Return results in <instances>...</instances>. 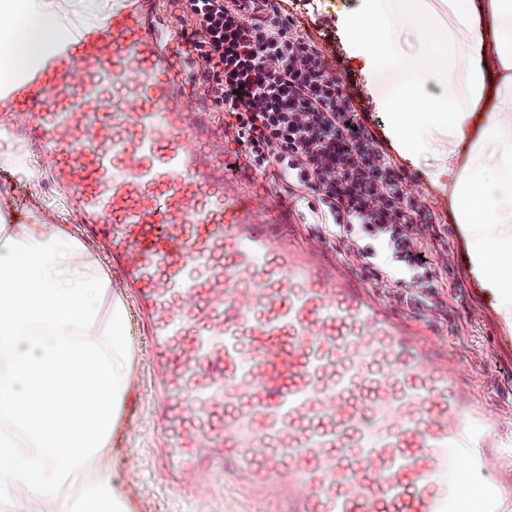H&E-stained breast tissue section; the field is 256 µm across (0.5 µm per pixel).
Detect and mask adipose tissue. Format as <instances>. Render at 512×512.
<instances>
[{
    "instance_id": "obj_1",
    "label": "adipose tissue",
    "mask_w": 512,
    "mask_h": 512,
    "mask_svg": "<svg viewBox=\"0 0 512 512\" xmlns=\"http://www.w3.org/2000/svg\"><path fill=\"white\" fill-rule=\"evenodd\" d=\"M350 50L396 90L380 105L402 155L447 145L454 220L512 323V0H364ZM61 34L47 0H0V75ZM467 151L470 164L456 162ZM132 347L124 300L82 241L55 224L0 225V499L35 512H131L105 476Z\"/></svg>"
}]
</instances>
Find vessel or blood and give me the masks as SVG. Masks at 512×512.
I'll return each mask as SVG.
<instances>
[{
    "instance_id": "b4317fda",
    "label": "vessel or blood",
    "mask_w": 512,
    "mask_h": 512,
    "mask_svg": "<svg viewBox=\"0 0 512 512\" xmlns=\"http://www.w3.org/2000/svg\"><path fill=\"white\" fill-rule=\"evenodd\" d=\"M149 0L68 33L0 110L134 288L168 468H217L277 512H512L495 411L421 321L261 209L223 132L181 91ZM491 472L474 498L460 472Z\"/></svg>"
}]
</instances>
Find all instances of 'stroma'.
<instances>
[{
	"instance_id": "35a3bbf8",
	"label": "stroma",
	"mask_w": 512,
	"mask_h": 512,
	"mask_svg": "<svg viewBox=\"0 0 512 512\" xmlns=\"http://www.w3.org/2000/svg\"><path fill=\"white\" fill-rule=\"evenodd\" d=\"M59 10L64 29L87 23H100L112 10V0H100L97 8H89L85 0H48ZM287 7L304 19L314 20L321 27L327 52L336 56V71L349 82L355 94L356 107L369 112L378 132H385L386 118L378 99L391 91L389 81L367 72L360 58L354 57L344 40L342 24L360 16L361 0H288ZM438 156H430L409 165L418 188L432 192L434 211L441 223L451 225V242L457 255L458 272L470 278L471 240L463 225L454 221L451 193L447 181H430L425 172L439 165ZM14 177L0 180V225L11 221L21 224L55 219L67 211V192L50 177L45 163H38L34 173L24 166L13 169ZM466 315L469 319L463 333L442 323L433 324L435 335L459 360L462 368L479 379L478 397L493 407L502 422L501 438L512 446V346L498 343L503 324L495 303L468 297ZM138 380L124 403L126 412L136 417L134 430L120 429L107 455V474L122 486L136 505V512H273V503L253 498L231 483L223 470L210 473L206 487L172 484L156 463L157 422L153 411L154 381L147 359L132 366Z\"/></svg>"
}]
</instances>
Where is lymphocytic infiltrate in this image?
<instances>
[{"label":"lymphocytic infiltrate","mask_w":512,"mask_h":512,"mask_svg":"<svg viewBox=\"0 0 512 512\" xmlns=\"http://www.w3.org/2000/svg\"><path fill=\"white\" fill-rule=\"evenodd\" d=\"M192 96L223 113L252 177L304 190L318 238L375 288L438 322L466 302L432 197L380 141L322 44L284 0H175Z\"/></svg>","instance_id":"f902f5d3"}]
</instances>
